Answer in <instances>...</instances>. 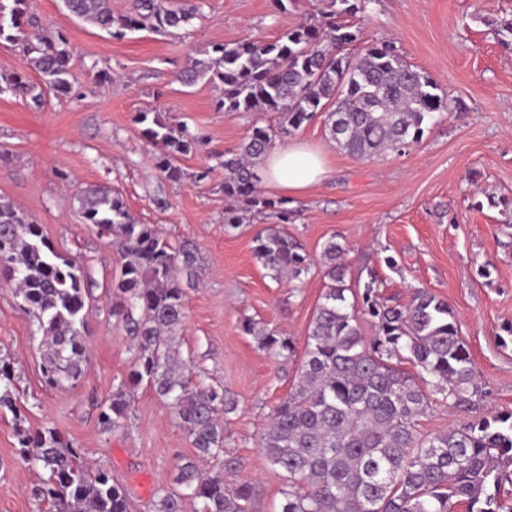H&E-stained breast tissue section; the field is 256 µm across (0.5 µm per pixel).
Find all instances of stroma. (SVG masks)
<instances>
[{
	"instance_id": "35a3bbf8",
	"label": "stroma",
	"mask_w": 512,
	"mask_h": 512,
	"mask_svg": "<svg viewBox=\"0 0 512 512\" xmlns=\"http://www.w3.org/2000/svg\"><path fill=\"white\" fill-rule=\"evenodd\" d=\"M32 6L44 33L67 37L78 81L69 96H47L39 109L24 96L0 94V196L41 224L63 255L88 266L94 285L84 308L89 360L75 383L51 388L36 325L0 278V357L13 365L20 391L19 414L0 410V512L50 510L34 494L44 473L23 460L20 444L39 430H56L123 485L130 512H153L178 466L195 455L171 409L145 384L131 398L125 428L106 433L99 424V408L127 376L133 348L109 314L122 255L80 215L77 196L90 185L118 192L139 223L157 225L172 245L195 246L199 273L185 288L181 349L194 371L238 403L224 424V450L240 462L234 482L258 491L250 512H277L284 480L265 463L259 441L299 364L270 357L240 323L264 322L304 348L325 281L315 266L294 288L262 267L253 239L270 216L249 212L236 227L224 226L219 157L237 151L253 126L277 127V113L218 112V85L186 84L180 75L209 44L277 39L317 12L320 0H298L285 14L270 0H204L190 28L120 40L64 12L60 0ZM505 19H512V0H373L364 39L394 37L405 59L448 97L450 111L421 141L371 160L338 151L319 118L275 140L279 148L305 144L327 159L321 180L288 197L294 216L285 229L315 263L334 238L351 248L352 285L373 274L382 297L404 302L425 288L452 306L482 396L472 410L434 406L420 421L425 434L463 427L478 412L512 413V44L497 33ZM144 110L202 134L180 162L181 181L157 168L156 147L133 121ZM205 166L212 177L194 181Z\"/></svg>"
}]
</instances>
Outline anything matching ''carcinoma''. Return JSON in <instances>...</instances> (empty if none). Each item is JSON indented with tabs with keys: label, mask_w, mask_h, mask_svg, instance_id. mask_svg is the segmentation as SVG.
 <instances>
[{
	"label": "carcinoma",
	"mask_w": 512,
	"mask_h": 512,
	"mask_svg": "<svg viewBox=\"0 0 512 512\" xmlns=\"http://www.w3.org/2000/svg\"><path fill=\"white\" fill-rule=\"evenodd\" d=\"M71 16L116 39L149 28L160 34L192 24L198 8H171L167 0H135L132 12L115 15L111 0H61ZM374 0H326L319 14L300 19L271 42L213 43L189 69L191 81L208 78L223 87L216 110L275 112L278 130L256 126L237 153L224 154V197L231 206L224 225L241 223V212L268 211L279 219L254 239L258 261L275 280L299 281L314 262L283 225L293 217L288 200L263 196L257 167L276 134L291 135L317 117L346 153L373 159L418 142L424 125L450 111L437 85L409 64L390 39L363 41L355 19ZM40 19L30 0H0V40L18 46L39 76L30 85L13 79L0 93L20 91L40 108L45 94L72 89V55L66 36L34 32ZM140 133L158 149L156 166L172 181L186 176L182 157L202 137L159 114L139 112ZM84 223L106 234L125 262L112 283V318L134 339L127 378L101 408L102 431L126 426L130 394L147 383L172 409L195 449L178 467L176 487L159 495L155 512H182L187 497L200 512H249L256 494L250 483L230 487L224 477L239 462L224 459V474L203 465L224 453V416L237 409L224 391L187 376L177 334L186 318L182 275L198 277V256L173 247L152 224H140L123 197L101 187L81 191ZM347 248L324 244L321 302L309 324L300 373L288 395L272 409L259 442L264 461L284 477L280 512H512L499 498L512 467V414H487L446 433L424 435L420 418L438 403L469 406L479 393L467 345L455 314L426 289L409 302L378 297L377 279L362 289L348 284ZM0 273L14 282L19 308L33 318L45 347L42 368L49 387L76 382L88 360L80 332L91 292L87 269L60 255L26 211L0 196ZM375 328L362 333L359 314ZM242 330L266 353L290 360L294 342L246 318ZM416 368L411 374L404 362ZM10 367L0 364V408H16ZM25 460L47 473L37 495L50 512H129L126 489L90 468L79 450L52 429L22 438Z\"/></svg>",
	"instance_id": "carcinoma-1"
}]
</instances>
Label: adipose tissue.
Listing matches in <instances>:
<instances>
[{"mask_svg":"<svg viewBox=\"0 0 512 512\" xmlns=\"http://www.w3.org/2000/svg\"><path fill=\"white\" fill-rule=\"evenodd\" d=\"M262 166L270 182L291 194L300 193L327 172L324 158L301 145L272 151Z\"/></svg>","mask_w":512,"mask_h":512,"instance_id":"ef3b65f1","label":"adipose tissue"}]
</instances>
